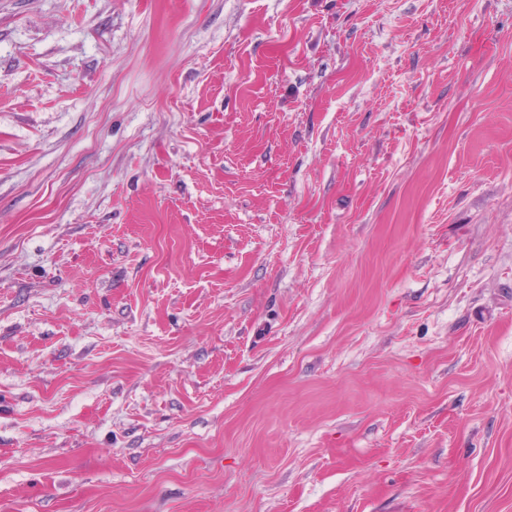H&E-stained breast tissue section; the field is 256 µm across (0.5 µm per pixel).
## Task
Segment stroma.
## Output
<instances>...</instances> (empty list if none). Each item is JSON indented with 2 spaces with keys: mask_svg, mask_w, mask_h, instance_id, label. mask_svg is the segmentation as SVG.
<instances>
[{
  "mask_svg": "<svg viewBox=\"0 0 512 512\" xmlns=\"http://www.w3.org/2000/svg\"><path fill=\"white\" fill-rule=\"evenodd\" d=\"M0 512H512V0H0Z\"/></svg>",
  "mask_w": 512,
  "mask_h": 512,
  "instance_id": "1",
  "label": "stroma"
}]
</instances>
